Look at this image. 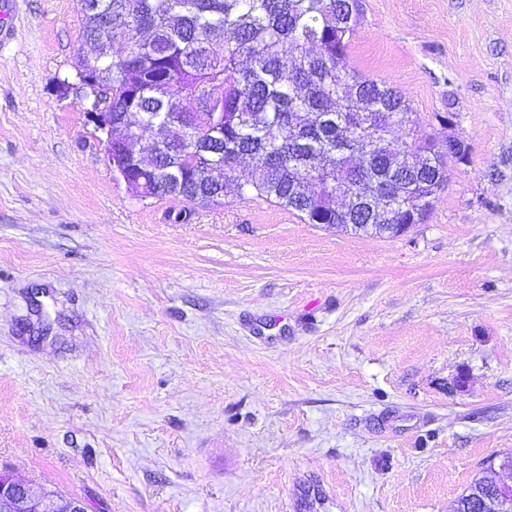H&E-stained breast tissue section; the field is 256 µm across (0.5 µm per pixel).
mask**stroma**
<instances>
[{"instance_id": "35a3bbf8", "label": "stroma", "mask_w": 512, "mask_h": 512, "mask_svg": "<svg viewBox=\"0 0 512 512\" xmlns=\"http://www.w3.org/2000/svg\"><path fill=\"white\" fill-rule=\"evenodd\" d=\"M0 42V470L87 512H451L512 471V0H362L349 56L470 161L395 238L138 200L77 0ZM455 113L454 124L441 116ZM496 481L482 477L476 479L465 492H463L455 501L453 512H474L471 502L469 501L470 493L474 491V489L481 488L483 493L489 494L492 493L493 488L496 485Z\"/></svg>"}]
</instances>
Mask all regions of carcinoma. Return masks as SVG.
Listing matches in <instances>:
<instances>
[{"label":"carcinoma","mask_w":512,"mask_h":512,"mask_svg":"<svg viewBox=\"0 0 512 512\" xmlns=\"http://www.w3.org/2000/svg\"><path fill=\"white\" fill-rule=\"evenodd\" d=\"M77 0L85 43L112 50L97 73L108 87L112 120L133 138L156 131L142 162L165 187L174 168L185 170L172 186L173 198L200 204L210 197L209 168L224 165V183L241 199L252 195L302 214L310 224L355 233L397 236L380 217L366 220L347 201L323 207L305 189L315 166H336L346 136L342 116L370 114L372 130L355 149L359 161L343 167L348 189L389 193L407 201L396 224H419L448 181V162L435 139L411 133L413 150L387 148L373 161L367 140L393 113L410 107L394 87L363 77L348 49L361 15V0H98L101 10L85 14ZM224 113L212 128L213 151L193 154L203 115ZM249 157L253 174L241 182L236 170ZM496 481L475 480L455 501L453 512H473L470 493L486 494Z\"/></svg>","instance_id":"obj_1"}]
</instances>
